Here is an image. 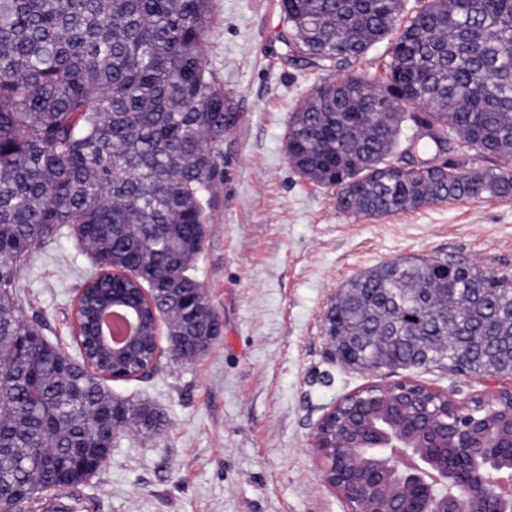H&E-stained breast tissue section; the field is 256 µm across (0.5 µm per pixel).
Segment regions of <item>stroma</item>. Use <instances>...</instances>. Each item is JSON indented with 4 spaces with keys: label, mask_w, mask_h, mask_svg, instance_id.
Segmentation results:
<instances>
[{
    "label": "stroma",
    "mask_w": 512,
    "mask_h": 512,
    "mask_svg": "<svg viewBox=\"0 0 512 512\" xmlns=\"http://www.w3.org/2000/svg\"><path fill=\"white\" fill-rule=\"evenodd\" d=\"M286 31L280 0L210 2L204 56L237 119L194 274L222 331L202 357L167 352L154 373L110 382L114 397L152 405L163 426L119 430L104 467L76 490L78 512H347L313 446L345 395L400 378L460 402L512 386L510 377L337 360L325 312L360 273L450 255L512 272V200L449 199L375 219L342 212L334 189L291 167L288 126L317 84L381 67L389 44L350 70L321 69L285 44ZM90 265L64 236L37 246L17 272L28 297L20 316L74 356V302Z\"/></svg>",
    "instance_id": "stroma-1"
}]
</instances>
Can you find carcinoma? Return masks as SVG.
I'll return each instance as SVG.
<instances>
[{
  "label": "carcinoma",
  "mask_w": 512,
  "mask_h": 512,
  "mask_svg": "<svg viewBox=\"0 0 512 512\" xmlns=\"http://www.w3.org/2000/svg\"><path fill=\"white\" fill-rule=\"evenodd\" d=\"M209 0H0V512L34 498L75 512L71 492L112 452V419L159 429L109 377L16 314L18 265L65 228L117 270L106 288L145 299L148 323L178 321L182 354L213 335L198 288L206 209L221 177L230 103L206 65ZM299 53L343 69L387 39L382 72L316 86L288 129V161L336 189L339 209L381 217L447 199L512 198V0H282ZM450 166L405 172L401 146ZM340 361L512 372V273L404 258L349 280L325 314ZM32 339L42 346H27ZM443 419L442 398L423 394Z\"/></svg>",
  "instance_id": "1"
}]
</instances>
